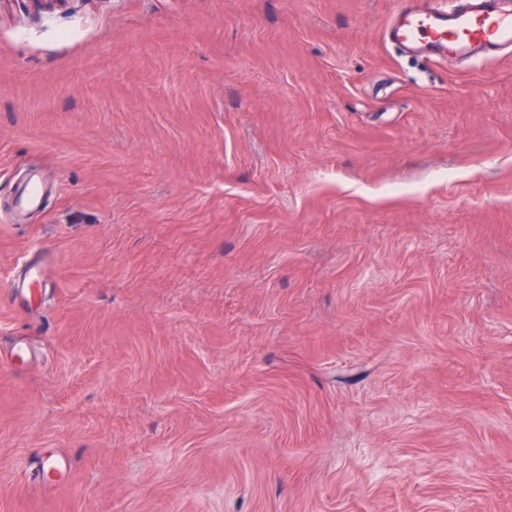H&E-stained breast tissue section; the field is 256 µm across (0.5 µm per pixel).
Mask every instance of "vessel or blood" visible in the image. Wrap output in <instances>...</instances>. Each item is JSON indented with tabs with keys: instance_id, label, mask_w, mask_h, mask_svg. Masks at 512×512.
Wrapping results in <instances>:
<instances>
[{
	"instance_id": "b4317fda",
	"label": "vessel or blood",
	"mask_w": 512,
	"mask_h": 512,
	"mask_svg": "<svg viewBox=\"0 0 512 512\" xmlns=\"http://www.w3.org/2000/svg\"><path fill=\"white\" fill-rule=\"evenodd\" d=\"M387 42L403 54L431 63L493 60L512 54V0H399L384 29ZM49 188L24 177L15 198L17 211L41 209ZM44 255L32 256L11 280L9 291L33 303L46 285Z\"/></svg>"
}]
</instances>
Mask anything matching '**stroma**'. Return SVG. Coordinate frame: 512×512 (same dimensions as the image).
I'll return each mask as SVG.
<instances>
[{
  "label": "stroma",
  "instance_id": "obj_1",
  "mask_svg": "<svg viewBox=\"0 0 512 512\" xmlns=\"http://www.w3.org/2000/svg\"><path fill=\"white\" fill-rule=\"evenodd\" d=\"M397 7L0 0V512H512V57ZM49 187L35 176H25L15 198L17 212L41 209L48 197ZM47 262L42 254L32 256L20 273L11 280L9 291L16 298L33 303L42 300V288L46 285Z\"/></svg>",
  "mask_w": 512,
  "mask_h": 512
}]
</instances>
